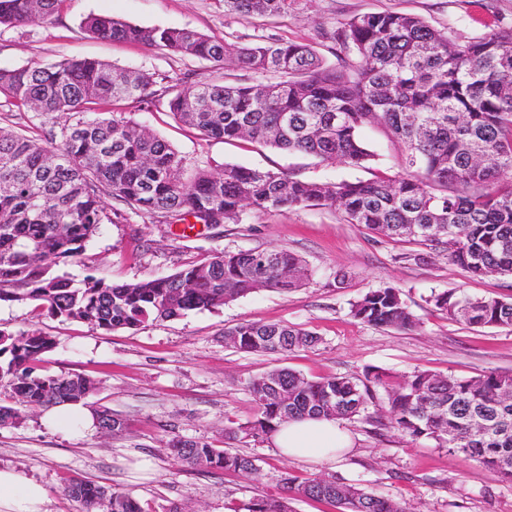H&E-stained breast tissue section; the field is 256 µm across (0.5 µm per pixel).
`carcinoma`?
Segmentation results:
<instances>
[{"mask_svg":"<svg viewBox=\"0 0 512 512\" xmlns=\"http://www.w3.org/2000/svg\"><path fill=\"white\" fill-rule=\"evenodd\" d=\"M62 0H0V25L45 22ZM224 15L249 21L284 18L304 0H223ZM84 28L109 41L159 47L223 67L231 59L263 77L253 83L166 87L169 111L203 135L246 140L310 155L324 164L364 168L374 154L360 133L385 126L403 147L401 172L369 180L315 182L289 173L234 164L213 171L187 165L166 140L120 113L97 108L156 97L153 73L120 69L90 58L48 66L0 68V95L17 106L35 104L44 118L41 141L0 129V303L36 302L54 317L106 331L133 329L149 319H174L215 309L255 291L254 283L288 291L308 278L303 260L283 248L215 252L164 277L107 283L73 279L62 266L83 255L100 226L112 223L104 196L163 224L189 219L207 227L240 224L246 209L272 214L320 206L350 224L394 242L415 243L401 259L423 263L434 253L472 276L512 277V28L456 41L421 17L367 13L325 33L339 65L312 46L258 35L253 42L218 39L177 27L145 28L108 16H89ZM448 318L473 327H512V299L435 294ZM353 318L368 325L410 329L417 320L399 289H372L351 303ZM225 342L249 353L284 354L315 344L305 329L244 322L224 332ZM56 340L40 331L0 329V388L14 405H0V427L16 424L17 406L40 409L81 402L93 383L80 374L43 372L42 354ZM254 418L225 428L224 438L263 441L281 424L305 416L351 420L367 412L384 390L390 424L413 441L428 439L512 482V372L467 379L415 370L397 383L381 370L364 378L310 379L290 369L247 382ZM103 434L125 422L96 411ZM168 452L189 467L242 474L258 471L252 456L207 441L174 437ZM288 491L334 503L341 512H410L356 484L319 477L301 481L281 473ZM69 495L81 512H144L130 490L80 482ZM233 512H292L286 498H257Z\"/></svg>","mask_w":512,"mask_h":512,"instance_id":"1","label":"carcinoma"}]
</instances>
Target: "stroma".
Listing matches in <instances>:
<instances>
[{"label":"stroma","mask_w":512,"mask_h":512,"mask_svg":"<svg viewBox=\"0 0 512 512\" xmlns=\"http://www.w3.org/2000/svg\"><path fill=\"white\" fill-rule=\"evenodd\" d=\"M397 11L423 17L451 36L472 40L512 27V0H310L307 9L272 27L274 34L327 48L323 30L367 13ZM91 15L112 16L141 27H184L216 38L251 42L253 23L225 16L222 0H63L46 22L0 26V68L45 66L68 58H95L115 67L143 70L187 85L225 79L249 83L253 72L183 58L140 44L101 40L83 27ZM159 95L131 117L166 139L193 166L218 170L237 164L283 171L310 181L368 179L395 175L398 146L380 126L361 137L375 159L370 169L325 165L296 152L258 143H227L180 123ZM282 247L300 256L311 273L300 288H260L211 310H195L138 328L105 331L64 321L31 304L0 305V328L38 330L56 340L41 368L51 374L78 373L94 385L87 409L105 406L119 414L127 431L109 437L98 430L68 429L47 421L45 410H22L13 426L0 428V469H15L47 490V512H79L70 485L91 481L129 489L147 512H228L234 504L285 491L282 471L299 479L333 477L359 484L413 512H512V482L432 441L400 436L386 407H370V419L346 422L350 448L335 460L317 463L284 457L271 442H235L233 451L253 456L258 472L191 469L171 457L174 436L224 443V429L254 413L246 382L262 373L289 368L312 379L363 377L377 368L395 375L429 370L469 378L487 371H512V328H474L433 311L432 293L464 289L477 297H512V281L470 276L432 256L416 264L400 261L413 251L347 223L332 210L307 207L276 214L248 213L239 224L201 227L177 235L155 218L112 204V221L102 225L82 259L65 270L75 280L92 275L108 282H134L177 272L220 251ZM348 274L336 283L337 271ZM383 286L400 289L419 323L411 330L360 323L352 303ZM244 321L285 323L310 330L316 345L287 354L247 353L225 344L224 332Z\"/></svg>","instance_id":"35a3bbf8"}]
</instances>
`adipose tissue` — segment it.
I'll return each mask as SVG.
<instances>
[{
    "mask_svg": "<svg viewBox=\"0 0 512 512\" xmlns=\"http://www.w3.org/2000/svg\"><path fill=\"white\" fill-rule=\"evenodd\" d=\"M271 442L285 456L326 462L345 449L349 438L341 424L329 418H304L282 424ZM43 485L13 469L0 470V512H45Z\"/></svg>",
    "mask_w": 512,
    "mask_h": 512,
    "instance_id": "adipose-tissue-1",
    "label": "adipose tissue"
}]
</instances>
